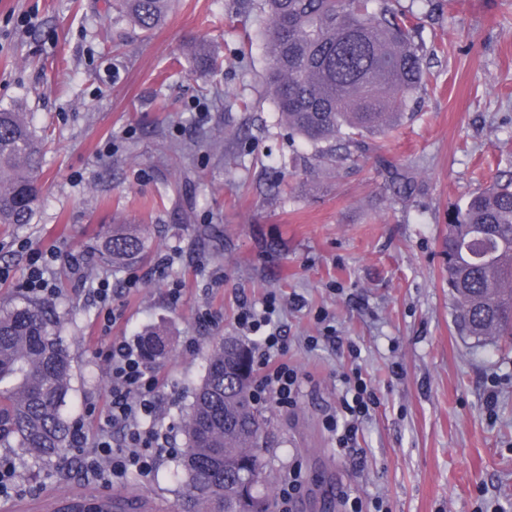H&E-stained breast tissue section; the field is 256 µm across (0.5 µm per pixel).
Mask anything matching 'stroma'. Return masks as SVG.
Here are the masks:
<instances>
[{"label": "stroma", "mask_w": 512, "mask_h": 512, "mask_svg": "<svg viewBox=\"0 0 512 512\" xmlns=\"http://www.w3.org/2000/svg\"><path fill=\"white\" fill-rule=\"evenodd\" d=\"M395 5L414 14L425 45L418 104L368 156L314 170L313 147L291 139L264 84L257 0H176L148 34L110 0H0V106H23L45 138L32 223L0 226V267L10 270L0 305L23 294L32 255L20 240L59 248L49 305L71 360L65 413L93 438L109 393L87 291L108 276L113 335L166 339L151 365L161 381L153 423L170 434L150 476L110 483L79 464L35 483L22 475L0 512L20 497L94 486L174 512L177 424L211 341L239 337L241 304L272 293L288 359L309 380L294 408L268 407L265 495L298 467L294 512H344L346 490L366 512L378 498L389 512H512V347L460 336L448 292L449 211L512 173V0ZM200 46L219 61L203 76L193 70ZM392 165L414 172L411 197H396ZM115 224L145 235L143 262L95 263ZM164 259L162 280L153 269ZM328 324L342 346L307 348ZM356 368L378 405L345 454L324 418Z\"/></svg>", "instance_id": "stroma-1"}]
</instances>
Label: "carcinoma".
<instances>
[{"label": "carcinoma", "mask_w": 512, "mask_h": 512, "mask_svg": "<svg viewBox=\"0 0 512 512\" xmlns=\"http://www.w3.org/2000/svg\"><path fill=\"white\" fill-rule=\"evenodd\" d=\"M173 0H117L119 16L149 33ZM271 67L267 76L291 134L322 165L336 153L369 151L366 138L402 119L425 78V50L389 0H261ZM42 142L20 109L0 108V224H29L38 201ZM388 176L413 193L402 169ZM141 234L112 226L98 261L114 267L144 258ZM448 283L455 324L481 343L512 336V178L472 195L448 214ZM55 314L33 298L0 307V446L30 467L51 465L69 445L64 415L70 358ZM252 352L232 338L210 351L184 420L186 447L176 477L177 512H268V417L254 401Z\"/></svg>", "instance_id": "1"}]
</instances>
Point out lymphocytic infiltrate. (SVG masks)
Returning <instances> with one entry per match:
<instances>
[{"label":"lymphocytic infiltrate","mask_w":512,"mask_h":512,"mask_svg":"<svg viewBox=\"0 0 512 512\" xmlns=\"http://www.w3.org/2000/svg\"><path fill=\"white\" fill-rule=\"evenodd\" d=\"M91 296L98 307L102 329L108 334L104 358L109 374V429L91 441L82 424L74 423L70 447L92 475L107 473L120 479L133 471L147 476L169 444L168 433L146 423L157 409L160 381L146 365L140 349L131 347L124 337L111 335L115 313L108 278L98 280ZM277 309L272 297L260 306L242 304L237 324L243 332L258 338L257 351L264 373L255 383V400H271L277 406L291 408L305 376L284 357L285 339L274 319ZM375 403L376 395L362 375L344 378L339 410L329 418L340 448L351 449L358 422L368 416Z\"/></svg>","instance_id":"lymphocytic-infiltrate-1"}]
</instances>
